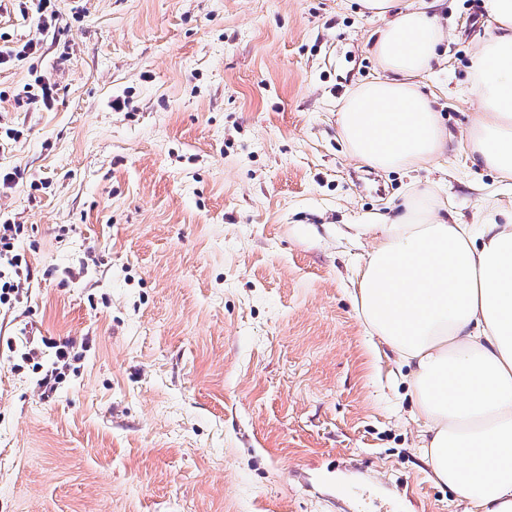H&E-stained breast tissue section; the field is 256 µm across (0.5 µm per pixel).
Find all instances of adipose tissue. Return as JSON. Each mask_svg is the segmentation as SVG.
Here are the masks:
<instances>
[{
    "instance_id": "obj_1",
    "label": "adipose tissue",
    "mask_w": 512,
    "mask_h": 512,
    "mask_svg": "<svg viewBox=\"0 0 512 512\" xmlns=\"http://www.w3.org/2000/svg\"><path fill=\"white\" fill-rule=\"evenodd\" d=\"M381 20L379 71L346 96L337 130L347 154L411 172L448 148L449 133L422 77L448 37L443 0H356ZM491 32L471 63L479 111L465 150L512 181V0H484ZM371 245L353 300L369 336L408 368L423 421L420 460L467 512H512V213L490 207L462 223L433 188L412 189L393 216L360 225Z\"/></svg>"
}]
</instances>
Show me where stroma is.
<instances>
[{"label":"stroma","mask_w":512,"mask_h":512,"mask_svg":"<svg viewBox=\"0 0 512 512\" xmlns=\"http://www.w3.org/2000/svg\"><path fill=\"white\" fill-rule=\"evenodd\" d=\"M55 5L64 30L0 71V169L23 172L0 223L32 270L0 307V512H464L351 292L356 225L412 185L467 224L512 207L462 149L482 0H444L425 78L447 152L389 173L337 133L377 67L354 0ZM44 336L73 346L50 399L5 344Z\"/></svg>","instance_id":"stroma-1"}]
</instances>
